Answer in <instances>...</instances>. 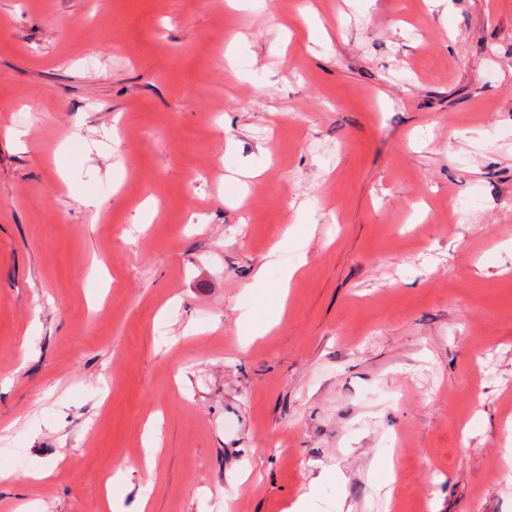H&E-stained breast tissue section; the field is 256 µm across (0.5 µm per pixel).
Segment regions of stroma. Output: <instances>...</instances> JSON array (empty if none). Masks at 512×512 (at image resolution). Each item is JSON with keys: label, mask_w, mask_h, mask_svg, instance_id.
Returning <instances> with one entry per match:
<instances>
[{"label": "stroma", "mask_w": 512, "mask_h": 512, "mask_svg": "<svg viewBox=\"0 0 512 512\" xmlns=\"http://www.w3.org/2000/svg\"><path fill=\"white\" fill-rule=\"evenodd\" d=\"M510 458L512 0H0V512H512ZM306 263L307 254L305 252L300 251L296 256L295 263L285 269L280 283L278 284L277 288H275L273 291L275 301L272 304V306H270L268 309L267 319L264 327H248L245 329L243 334V336H246L244 346H248L252 342L254 338L253 336H260L263 332L270 330L271 328L280 323L284 311V303L288 294L290 281L292 280L294 274Z\"/></svg>", "instance_id": "stroma-1"}]
</instances>
